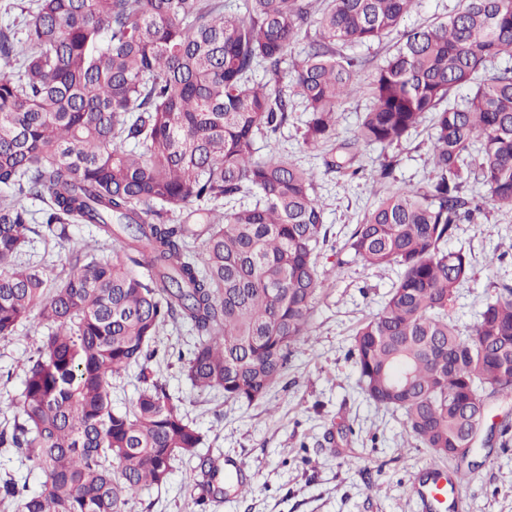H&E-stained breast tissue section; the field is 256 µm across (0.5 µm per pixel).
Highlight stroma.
Returning <instances> with one entry per match:
<instances>
[{
	"instance_id": "obj_1",
	"label": "stroma",
	"mask_w": 512,
	"mask_h": 512,
	"mask_svg": "<svg viewBox=\"0 0 512 512\" xmlns=\"http://www.w3.org/2000/svg\"><path fill=\"white\" fill-rule=\"evenodd\" d=\"M371 79V69L362 70L361 92L340 106L338 140L353 139L370 104ZM306 119L303 104H295L280 130L256 139L254 156L266 159L274 148L315 174L329 233L318 264L326 287L314 303L311 339L295 347L266 399L247 405L227 401L216 390L192 388L178 359L189 356L196 335L187 324L167 327L157 344L161 375L205 443L198 459L174 461L166 484L135 494L127 512H419L416 488L443 463L409 433L401 412L378 407L358 385L352 334L380 310L399 271L364 266L345 246L355 224L390 187L425 185L431 126L422 124L391 147L388 153L399 163L392 178L381 181L377 171L385 152L377 146L362 148L356 177L326 171L321 152L301 146ZM465 192L483 205L458 225L448 243L470 259V278L458 289L451 311L464 331L477 321L488 297L512 287V212L485 203L481 183L469 182ZM89 246L103 257L113 252L96 225L75 224L68 240L34 239L23 260L54 278L68 273L72 254ZM45 332L33 315L16 336L0 340V422L19 410L23 361ZM485 425L493 430L491 442L469 453L468 482L454 485L452 501L437 512H512V401L497 402ZM202 457L223 464L224 493L205 511L194 503L193 480ZM228 459L243 464L241 480H232L231 468L224 465ZM443 464L456 468L451 459ZM241 483L248 493L238 492Z\"/></svg>"
}]
</instances>
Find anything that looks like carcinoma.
<instances>
[{"instance_id": "1", "label": "carcinoma", "mask_w": 512, "mask_h": 512, "mask_svg": "<svg viewBox=\"0 0 512 512\" xmlns=\"http://www.w3.org/2000/svg\"><path fill=\"white\" fill-rule=\"evenodd\" d=\"M241 2L239 19L209 0H32L22 37L0 30L11 68L0 73V340L35 309L47 325L23 363L21 414L0 428V448L43 476L37 492L0 480L15 512H126L175 458L198 456L204 435L150 366L169 324L196 333L181 366L191 386L247 405L309 340L326 288L314 174L274 151L253 158L257 135L293 110L288 74L309 112L304 147L327 149L326 170L342 177L358 173L360 146L397 145L432 116L426 186L390 189L346 242L368 266L400 270L353 337L362 390L446 459L466 434L472 448L488 444L482 411L512 397V289L462 332L450 310L470 261L448 249L479 210L465 194L471 173L512 212V66H494L512 58V4L464 0L446 21L405 29L415 0ZM393 34L357 136L336 142L337 108L371 65L342 49ZM239 196L255 202L218 209ZM176 211L182 222L167 223ZM73 224L97 225L113 255L78 253L52 283L21 261L33 237L62 241ZM132 367L145 387L117 410L112 377ZM200 468L205 506L219 467Z\"/></svg>"}]
</instances>
